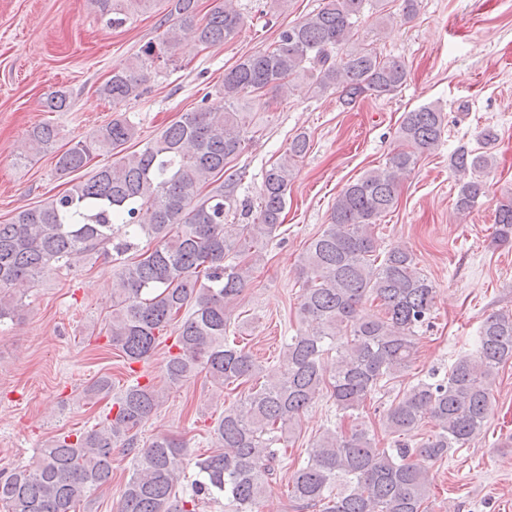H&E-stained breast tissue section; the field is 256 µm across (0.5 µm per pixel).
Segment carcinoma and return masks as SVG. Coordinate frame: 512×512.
<instances>
[{
	"label": "carcinoma",
	"instance_id": "1",
	"mask_svg": "<svg viewBox=\"0 0 512 512\" xmlns=\"http://www.w3.org/2000/svg\"><path fill=\"white\" fill-rule=\"evenodd\" d=\"M154 0H93L112 27L151 8ZM198 0H167L172 23L156 43L112 69L100 96L117 107L146 91L153 65L175 62L178 32L192 29L208 48L233 40L244 24L236 0H214L198 15ZM368 0H321L302 21L281 30L269 47L224 71L217 101L183 113L159 136L133 153L124 145L136 127L118 113L64 151L55 149L50 123L29 134L34 155L52 154L62 174L81 171L99 156L113 161L63 193L18 211L0 224V323L19 315L12 289L44 275L69 270L88 258L118 268L112 311L102 320L110 345L129 365L130 380L107 413L85 429L59 433L27 462L0 469V505L5 512H76L91 493L112 483V449L132 454L120 512H200L224 500V512H255L277 479L281 445L290 442L304 410L330 392L349 427L328 429L311 445L304 465L288 480L292 512H427L432 479L409 463V445L379 448L361 411L380 383L413 363L416 330L429 323L436 288L403 245L381 248L377 221L398 200L400 179L421 153L439 144L442 112L432 105L406 113L397 131L401 148L385 166L350 183L336 198L330 222L308 244L301 260L303 288L299 316L307 329L288 337L284 372L259 381L260 365L244 346L227 339L226 311L242 294L261 257L260 245L282 225L294 166L309 149L296 135L278 162L265 171L255 210L247 224H226L232 207L224 192V168L250 140L244 113L235 104L247 94L266 95L285 81L301 80L322 96L337 92L351 104L382 98L406 82L404 63L355 45ZM70 105L66 92L45 99L50 112ZM451 166L459 174L485 170L487 153L458 150ZM483 181L462 183L455 209L466 214L484 195ZM496 237L512 240V199L496 212ZM144 238L145 249L135 240ZM380 302L383 314L363 304ZM174 347L163 366L165 386L141 383L131 365L148 360L173 322ZM336 352L332 368L324 355ZM512 360V313L488 316L481 325L475 356L458 358L448 377L418 381L384 412L382 423L406 437L425 419L437 431L416 448L432 460L464 448L483 431L491 413L490 387L499 368ZM219 389L248 385L244 397L224 409L212 428L215 451L195 462L185 491L176 487L186 474L176 467L186 442L159 433L138 446L142 426L162 406L166 389L199 374ZM112 392L103 375L85 390L89 398Z\"/></svg>",
	"mask_w": 512,
	"mask_h": 512
}]
</instances>
